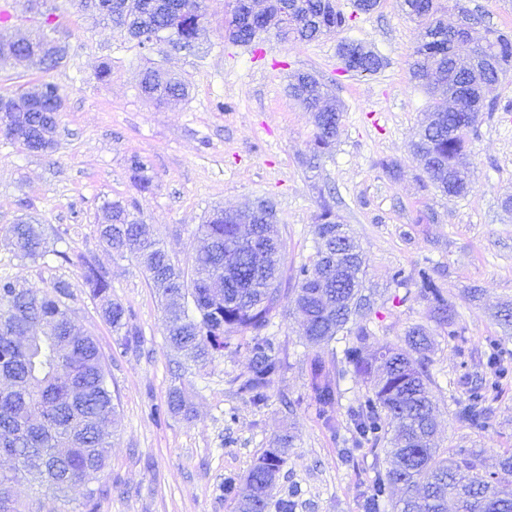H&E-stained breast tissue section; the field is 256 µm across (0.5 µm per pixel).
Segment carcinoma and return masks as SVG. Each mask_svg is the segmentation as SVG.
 Segmentation results:
<instances>
[{"label":"carcinoma","mask_w":512,"mask_h":512,"mask_svg":"<svg viewBox=\"0 0 512 512\" xmlns=\"http://www.w3.org/2000/svg\"><path fill=\"white\" fill-rule=\"evenodd\" d=\"M403 8L424 24L421 43L410 63L412 80L434 97L436 119L420 127L412 141L414 155L425 162L431 183L445 196L467 193L473 177L469 134L476 132L482 113L497 104L487 96L512 72V36L499 30L475 29L478 18L464 11L455 27H446L437 0H403ZM104 20L123 31L144 49L158 41L174 42L194 50L206 31L204 0H97ZM267 15L251 16L243 0H235L224 21V35L234 44L248 46L263 32L273 30L283 38L313 41L338 33L352 16L337 9L335 0H288V19L276 17L268 4ZM45 16L36 32L13 41L0 40V64L15 60L16 45L23 43L30 64L48 70L42 56L54 50ZM469 46L470 61L456 55V46ZM56 51V50H54ZM67 52L56 51L55 66ZM338 56L350 72L375 74L382 58L359 43L344 42ZM290 96L312 115L315 126L314 156L336 141L341 107L327 98L323 85L310 73L291 76ZM142 93L156 102L185 99L188 89L180 79L159 68L146 70ZM28 97L31 109L0 113V134L32 153H51L64 107L60 87L42 81L1 100ZM130 169L141 191L155 189L150 162L134 155ZM257 211L235 216L215 209L198 226L200 246L191 269L176 264L154 240L133 231L142 220L123 201L104 202L98 225L100 242L121 257H133L148 273L149 285L166 300L164 336L167 344L195 366L211 362L216 352L238 336L252 355L251 371L239 384L240 393L255 406L269 398L274 380L284 363L274 341L262 335L284 298L294 305L305 322V344L319 347L346 333L343 355L335 373L315 359L309 368V387L325 424L332 425L338 402L339 382L348 374L371 379L368 390L355 399L350 410L349 436L342 439V456L352 459L369 445L381 443L386 459H375L373 476L363 494L364 512H448V501L457 512H512V449L500 455L498 470L481 472L475 451L436 448L437 423L432 387L435 385L428 356L432 342L421 327L409 330L400 345L370 351L369 327L374 300L371 289L359 277L360 262L341 259L330 270L322 268L329 236L340 234L358 247L346 225L325 207L313 225L314 269L300 266L294 274L291 295L282 293L283 243L278 229L266 225L272 203L261 200ZM11 245L23 259L33 262L53 254L69 261L66 253L48 249L45 229L31 219L12 227ZM81 278L92 298L101 302L106 322L124 333V349L138 343V331L129 325L126 310L112 300V275L93 258L82 257ZM393 282L406 294L425 303L430 317L448 327V338L457 339L451 303L432 271L423 267L413 276L399 269ZM71 285L56 280L46 291L33 290L18 280H0V367L11 370L9 387L0 398V442L17 440V447L34 449L35 461L10 474L0 471V512H25L15 496V485L36 474L40 484L54 492L82 484L87 505L102 494L90 484L108 460L104 427L116 421L112 391L106 384L103 354L96 341L72 321L66 300ZM509 337H490L482 351L488 376L454 399L452 415L473 430L484 431L494 416L492 402L504 382L512 378ZM191 413L182 391L171 390L165 409L156 415ZM291 436L279 437L249 469L246 492L238 493L236 479H224V496L237 499L236 512H268Z\"/></svg>","instance_id":"carcinoma-1"}]
</instances>
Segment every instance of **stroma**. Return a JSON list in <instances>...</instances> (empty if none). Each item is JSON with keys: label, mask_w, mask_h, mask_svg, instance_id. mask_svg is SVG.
Wrapping results in <instances>:
<instances>
[{"label": "stroma", "mask_w": 512, "mask_h": 512, "mask_svg": "<svg viewBox=\"0 0 512 512\" xmlns=\"http://www.w3.org/2000/svg\"><path fill=\"white\" fill-rule=\"evenodd\" d=\"M14 33L35 30L41 15L54 19L53 36L67 48L58 68L42 72L24 63L0 66V94L41 80L58 84L67 97L58 143L49 154L31 153L0 137V277L45 290L54 280L70 283L74 321L97 342L118 417L98 484L105 493L96 512H234L224 495L225 477H244L281 435L292 437L274 498L300 486L295 512H361L359 500L372 475L374 454L345 461L338 438L350 425L348 408L364 392L360 377L340 383L333 425H325L308 386L309 364L333 366L342 343L309 348L303 322L282 302L266 330L281 348L285 367L265 406L238 391L250 371L245 348L216 353L198 368L181 362L164 336L163 305L133 258L106 250L97 234L104 201L137 204L147 232L180 265L192 261L195 229L216 207L230 211L270 200L284 242L283 264L292 270L312 263V229L322 205H330L352 229L361 248L368 286L376 288L370 327L374 347L396 344L412 326L431 337L440 449L482 451V468L496 470L512 448V382L494 402L491 428L478 432L451 416L450 381L461 361L446 328L429 318L423 303L398 302L395 270L433 269L454 306L456 327L467 339L470 375L485 376V337L511 330L495 317L512 301V73L497 87L499 109L480 125L472 143L474 183L461 197L442 195L409 151L432 99L410 78L409 62L422 26L401 0H380L372 12L354 13L352 0H336L352 20L339 33L310 42L281 41L261 34L257 48L224 38L233 0H206L208 33L199 49L151 51L99 23L71 0H7ZM458 9L484 25L512 34V0H457ZM355 42L379 54L383 68L372 75L344 72L338 46ZM110 64L112 78L95 74ZM158 66L189 87L186 100L157 105L141 92L143 71ZM315 74L343 107L335 145L306 166L315 128L311 116L288 94L292 74ZM150 159L157 184L140 192L129 159ZM396 161L400 178L380 160ZM29 217L43 224L49 246L64 251L33 263L10 246L11 227ZM95 257L112 273V297L128 310L141 332L127 350L82 285L79 256ZM192 405L189 416H156L172 389Z\"/></svg>", "instance_id": "35a3bbf8"}]
</instances>
